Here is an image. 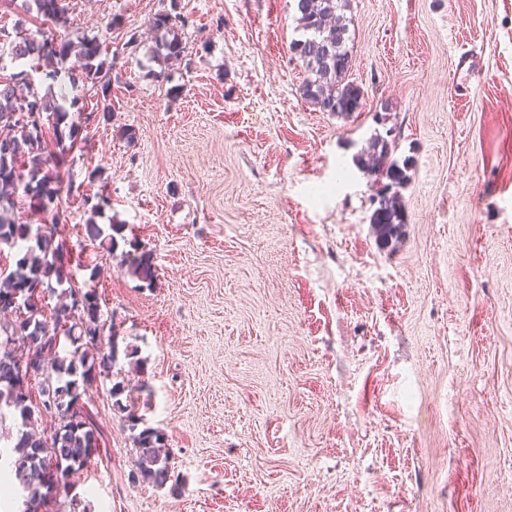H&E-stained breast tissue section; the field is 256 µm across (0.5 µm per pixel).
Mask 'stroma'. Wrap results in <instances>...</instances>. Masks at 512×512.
<instances>
[{"label":"stroma","instance_id":"stroma-1","mask_svg":"<svg viewBox=\"0 0 512 512\" xmlns=\"http://www.w3.org/2000/svg\"><path fill=\"white\" fill-rule=\"evenodd\" d=\"M174 1L190 24L169 64L151 21ZM294 16L293 0H70L62 36L116 58L110 112L79 88L62 102L92 116L73 183L123 227L107 252L62 197L73 255L98 265L74 280L102 295L173 480H135L101 384L100 452L60 512L73 495L90 512H512V0H351L349 118L304 99ZM389 129L410 179L385 245L356 157Z\"/></svg>","mask_w":512,"mask_h":512}]
</instances>
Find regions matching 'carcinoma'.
Segmentation results:
<instances>
[{"mask_svg":"<svg viewBox=\"0 0 512 512\" xmlns=\"http://www.w3.org/2000/svg\"><path fill=\"white\" fill-rule=\"evenodd\" d=\"M350 0H294L295 21L304 38L290 44V51L307 73L303 96L322 112L350 117L361 110L360 88L346 80L351 55L346 47ZM27 15L36 12L56 27L67 26L70 10L66 0H0V13L14 9ZM188 19L178 11L177 0L170 9L155 14L154 30L164 34L160 47L164 59H183L181 35ZM78 49L80 70L65 67L73 49ZM106 46L95 38L56 40L28 32L26 20L18 18L10 26L0 25V245L24 252L10 271L0 269V312L15 318L0 322V410L8 408L21 420L25 430L17 433L11 447V466L26 492L24 512H55L57 496L66 489L68 475L90 461L88 449L98 452L97 430L83 399L99 380L114 378L115 345L103 351L106 321L100 297L94 288L74 285L67 265V219L60 211L61 194L71 193L68 157L82 148L93 113L72 117L51 102L36 82L39 63L52 65L48 77L68 76L70 87L82 83L109 97L106 76L115 68V59L103 56ZM14 64L8 74L5 61ZM52 134L58 151L45 154L46 134ZM394 140L377 136L368 151L357 155V164L378 171L388 180L377 193L372 215L378 238L387 244L397 238L405 224L399 189L409 180L408 163L392 159ZM82 205L91 217L85 224L88 238L99 242L108 253L116 248L112 232L120 227H103L94 216L108 206L101 193L81 194ZM43 215L41 224H23L15 215L25 207ZM57 294L52 308L43 306L45 295ZM26 338L39 357L33 379L38 381V398L31 396L29 384L15 376L14 349L4 342ZM122 381L112 383L114 405L126 413L131 426L139 421L137 402L125 394ZM49 416L57 421L53 432L38 435L29 430ZM138 451L136 467L142 480L163 486L171 481L164 434L145 428L134 436Z\"/></svg>","mask_w":512,"mask_h":512,"instance_id":"1","label":"carcinoma"}]
</instances>
